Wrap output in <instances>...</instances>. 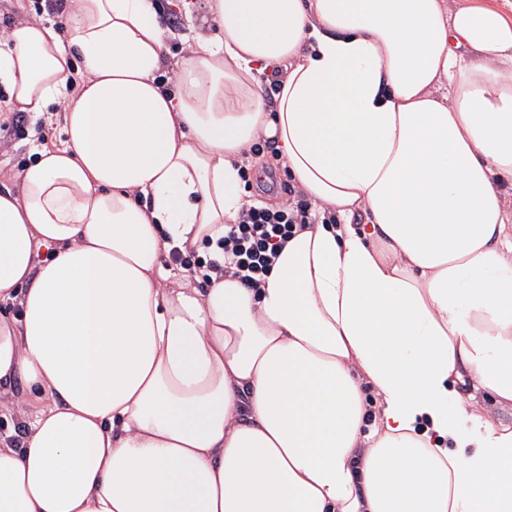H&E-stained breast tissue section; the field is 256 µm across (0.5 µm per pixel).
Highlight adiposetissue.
<instances>
[{
  "label": "adipose tissue",
  "instance_id": "adipose-tissue-1",
  "mask_svg": "<svg viewBox=\"0 0 512 512\" xmlns=\"http://www.w3.org/2000/svg\"><path fill=\"white\" fill-rule=\"evenodd\" d=\"M207 7L168 91L154 0L0 48L8 109L66 105L0 193V512H512V0ZM260 135L335 223L174 277ZM477 413L496 425L512 426V405L487 403L478 408Z\"/></svg>",
  "mask_w": 512,
  "mask_h": 512
}]
</instances>
